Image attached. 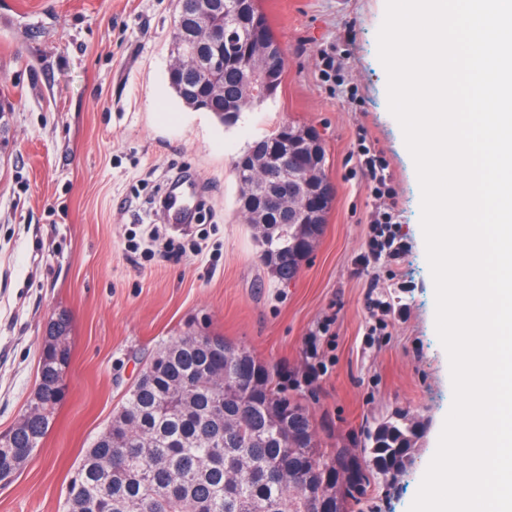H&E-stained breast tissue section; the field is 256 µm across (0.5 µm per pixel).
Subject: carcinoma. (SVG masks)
Returning a JSON list of instances; mask_svg holds the SVG:
<instances>
[{
	"mask_svg": "<svg viewBox=\"0 0 512 512\" xmlns=\"http://www.w3.org/2000/svg\"><path fill=\"white\" fill-rule=\"evenodd\" d=\"M263 16L259 0H211L216 23H231V42L206 46L228 59L221 78L234 99L233 115L257 106L246 66L263 58L257 37L278 40L268 23L256 31L232 23L237 2ZM198 12V0H176L172 52L185 41L183 28ZM168 74L169 86L186 107L206 110L219 121L224 102L208 97L195 59ZM309 131L300 124L275 127L239 157L235 169L251 196L261 200L269 185L254 159L288 148ZM266 235L257 242L260 262L274 278L295 276L289 261L307 239L318 237L300 218L263 211ZM221 336H180L161 348L129 388L122 404L79 458L66 487L62 512H314L318 495L335 499V512H351L370 482H393L413 464L424 426L417 415L396 412L366 427L359 453L330 448L318 438L308 408L288 396L276 369ZM71 327L61 314L51 320L39 360L38 379L27 408L0 435V484L11 483L41 448L66 397Z\"/></svg>",
	"mask_w": 512,
	"mask_h": 512,
	"instance_id": "carcinoma-1",
	"label": "carcinoma"
}]
</instances>
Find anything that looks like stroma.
<instances>
[{
	"instance_id": "1",
	"label": "stroma",
	"mask_w": 512,
	"mask_h": 512,
	"mask_svg": "<svg viewBox=\"0 0 512 512\" xmlns=\"http://www.w3.org/2000/svg\"><path fill=\"white\" fill-rule=\"evenodd\" d=\"M176 0H0V434L24 412L47 326L71 317L67 396L43 445L0 488V512H59L72 466L154 353L187 333L224 337L278 367L325 444H350L396 411L422 416L413 464L371 483L356 512H409L453 402L435 328L421 188L390 113L377 35L386 0H260L286 70L275 98L237 125L185 108L167 84ZM338 66L323 71V54ZM319 132L336 188L296 279L258 258L238 211L234 162L277 125ZM388 164L407 247L364 269L380 207L359 156ZM193 183L186 230L160 200ZM205 254L131 252L147 225ZM327 372L316 383L310 360Z\"/></svg>"
}]
</instances>
